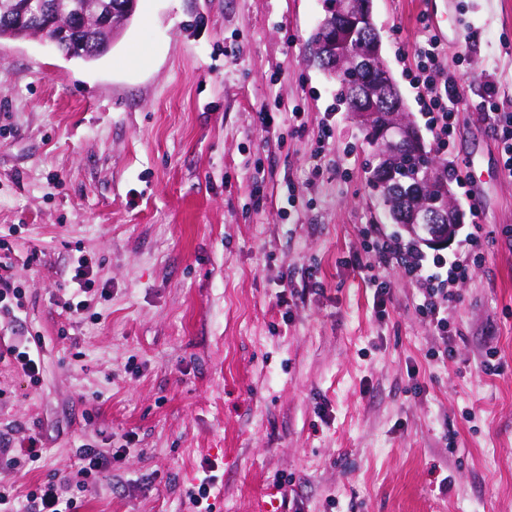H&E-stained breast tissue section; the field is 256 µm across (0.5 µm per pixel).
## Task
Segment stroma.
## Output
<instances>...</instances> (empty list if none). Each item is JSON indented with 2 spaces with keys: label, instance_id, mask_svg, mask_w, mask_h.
<instances>
[{
  "label": "stroma",
  "instance_id": "stroma-1",
  "mask_svg": "<svg viewBox=\"0 0 512 512\" xmlns=\"http://www.w3.org/2000/svg\"><path fill=\"white\" fill-rule=\"evenodd\" d=\"M329 7L138 0L92 64L0 42V273L24 303L0 313V449L32 433L43 448L22 470L0 459L18 495L78 479L89 443L114 462L80 512H192L210 463L212 512H512V178L487 107L512 112V0H371L438 166L411 76L433 13L457 21L441 45L461 77L455 163L482 174L486 242L454 288L450 358L399 266L374 303L361 230L399 228L370 182L374 145L309 54ZM81 256L108 295L74 320L59 299ZM24 348L38 381L13 360Z\"/></svg>",
  "mask_w": 512,
  "mask_h": 512
}]
</instances>
